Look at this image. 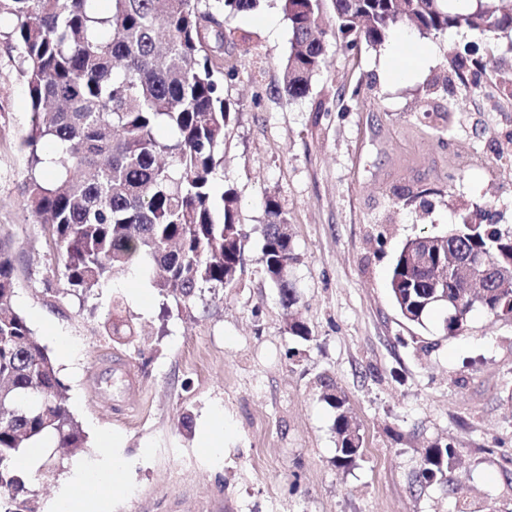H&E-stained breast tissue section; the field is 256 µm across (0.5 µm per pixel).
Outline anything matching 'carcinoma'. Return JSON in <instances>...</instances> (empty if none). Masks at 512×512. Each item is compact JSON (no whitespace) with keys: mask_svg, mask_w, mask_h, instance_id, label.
<instances>
[{"mask_svg":"<svg viewBox=\"0 0 512 512\" xmlns=\"http://www.w3.org/2000/svg\"><path fill=\"white\" fill-rule=\"evenodd\" d=\"M335 15L333 37L345 55L377 47L395 27L438 35L465 27L481 34L512 31V12L493 0L453 11L448 0H284L292 33L283 88L301 98L308 80L326 64V31L319 20L326 2ZM5 0L22 44L19 73L26 84L32 125L21 140L28 178L25 206L48 227L65 290L90 294L131 273L148 281L177 311L194 317L207 286L232 288L244 263L247 236L237 219V199L216 194L213 176L229 118L224 99V54L235 46L228 20L258 8L260 0ZM488 70L473 54L457 59L454 74ZM164 127L168 137L156 131ZM52 177H43L45 170ZM259 262L284 306L298 302L285 269L295 259L292 234L279 202L265 203ZM442 259L448 247L464 257L481 255L501 265L497 283L476 290L448 280L443 307L433 301L432 274L416 268L425 246ZM512 231L496 224H451L441 234L407 240L396 253L390 293L401 317L419 326L434 311L444 331L462 334L471 313L494 317L512 298L509 260ZM15 257L0 242V488L16 492L23 477L13 462L19 449L50 433L59 447L83 445L67 406L66 388L45 347L14 308ZM105 333L120 343L140 335L112 301ZM324 399L336 409V464L358 458L362 438L328 378ZM455 462L454 448L424 449L418 478L429 482Z\"/></svg>","mask_w":512,"mask_h":512,"instance_id":"cac0c4a2","label":"carcinoma"}]
</instances>
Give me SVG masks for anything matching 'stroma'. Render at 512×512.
<instances>
[{
  "instance_id": "35a3bbf8",
  "label": "stroma",
  "mask_w": 512,
  "mask_h": 512,
  "mask_svg": "<svg viewBox=\"0 0 512 512\" xmlns=\"http://www.w3.org/2000/svg\"><path fill=\"white\" fill-rule=\"evenodd\" d=\"M283 0L229 22L248 48L226 57L230 119L215 191L234 190L248 237L238 283L204 292L193 318L164 312V300L133 299L139 278L97 295L63 293L42 225L22 198L20 142L31 106L19 75L16 21L0 14V235L16 256L14 307L55 359L82 448L46 449L24 471L25 499L43 512L75 465L95 462L101 434L117 433L134 461L128 489L109 491L110 512H512V321L474 311L462 335L446 336L440 315L406 322L388 274L411 238L475 223L512 226V97L491 90L443 92L433 81L470 44L512 72V32L466 28L411 33L401 65L387 47L346 56L328 43V62L305 97L282 91L291 32ZM454 107L450 130L439 112ZM416 192L411 203L401 195ZM291 226L297 304L285 309L258 258L265 200ZM121 298L151 344L120 345L102 324ZM299 316L310 339L292 336ZM68 337L60 362L56 337ZM333 379L363 438L354 465L337 467L336 411L321 397ZM223 453L211 461L202 433L214 410ZM452 445L458 463L418 483L421 454Z\"/></svg>"
}]
</instances>
